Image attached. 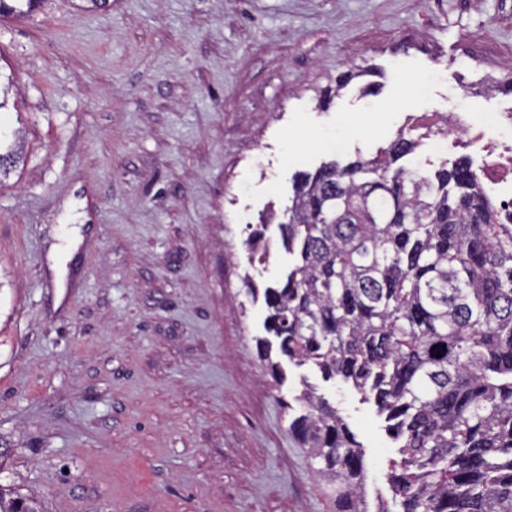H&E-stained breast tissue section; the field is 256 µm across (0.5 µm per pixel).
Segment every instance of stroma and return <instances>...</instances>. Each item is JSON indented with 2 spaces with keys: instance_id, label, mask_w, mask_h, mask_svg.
Returning a JSON list of instances; mask_svg holds the SVG:
<instances>
[{
  "instance_id": "1",
  "label": "stroma",
  "mask_w": 512,
  "mask_h": 512,
  "mask_svg": "<svg viewBox=\"0 0 512 512\" xmlns=\"http://www.w3.org/2000/svg\"><path fill=\"white\" fill-rule=\"evenodd\" d=\"M0 69L25 155L0 181V484L41 512H326L288 432L307 383L399 512L374 404L310 363L270 376L247 288L293 258L277 225L267 259L246 239L296 172L376 155L407 113L511 112L457 84L512 74V0H43L0 18Z\"/></svg>"
}]
</instances>
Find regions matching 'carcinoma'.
I'll return each mask as SVG.
<instances>
[{
    "mask_svg": "<svg viewBox=\"0 0 512 512\" xmlns=\"http://www.w3.org/2000/svg\"><path fill=\"white\" fill-rule=\"evenodd\" d=\"M41 0H0V17ZM399 132L372 158L296 176L269 213L295 264L264 288L280 354L371 396L400 460L401 512H512V225L461 157L432 173L401 164ZM23 161L0 135V178ZM289 433L319 467L329 512H370L361 444L310 386ZM0 512H40L0 486Z\"/></svg>",
    "mask_w": 512,
    "mask_h": 512,
    "instance_id": "carcinoma-1",
    "label": "carcinoma"
}]
</instances>
